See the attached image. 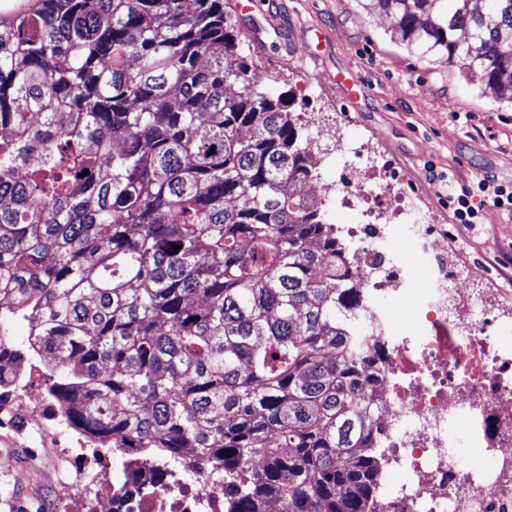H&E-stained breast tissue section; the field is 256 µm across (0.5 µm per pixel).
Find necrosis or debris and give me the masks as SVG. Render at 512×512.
Instances as JSON below:
<instances>
[{"label":"necrosis or debris","instance_id":"obj_1","mask_svg":"<svg viewBox=\"0 0 512 512\" xmlns=\"http://www.w3.org/2000/svg\"><path fill=\"white\" fill-rule=\"evenodd\" d=\"M333 137L316 130L309 148L322 162L344 159L335 183L321 186V201L361 218L336 233L361 297L365 346L382 352L372 391L379 445L388 467L406 476L386 487L384 501L392 512H512V340L483 296L455 287L430 215L389 208L399 197L396 179L365 165L364 146L321 151ZM407 300L416 309L403 327L393 309ZM41 437L80 459L65 477L74 491L62 512H85L91 499L111 502L113 512H224L223 475L189 484L168 463L130 451L125 472L105 486L95 458L74 452L63 425L43 426Z\"/></svg>","mask_w":512,"mask_h":512}]
</instances>
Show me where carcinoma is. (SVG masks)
Listing matches in <instances>:
<instances>
[{
  "label": "carcinoma",
  "instance_id": "obj_1",
  "mask_svg": "<svg viewBox=\"0 0 512 512\" xmlns=\"http://www.w3.org/2000/svg\"><path fill=\"white\" fill-rule=\"evenodd\" d=\"M365 7L512 103V0ZM0 126V389L47 356L72 428L224 470L228 512H373L360 296L224 0H0Z\"/></svg>",
  "mask_w": 512,
  "mask_h": 512
}]
</instances>
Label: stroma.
<instances>
[{"instance_id":"1","label":"stroma","mask_w":512,"mask_h":512,"mask_svg":"<svg viewBox=\"0 0 512 512\" xmlns=\"http://www.w3.org/2000/svg\"><path fill=\"white\" fill-rule=\"evenodd\" d=\"M233 3L224 0V11L245 37L244 53L274 93L289 94L303 127L336 130L402 177L406 203L429 205L447 237L456 278L480 294L512 291V206H495L478 189L486 179L512 187V105L493 101L479 74L411 53L363 0H250L240 14ZM340 74L358 77L355 91L337 85ZM452 186L482 201L480 223H456ZM476 267L483 275L473 281ZM36 428L0 401V438L16 441L0 447V512H57L68 492L59 456Z\"/></svg>"}]
</instances>
